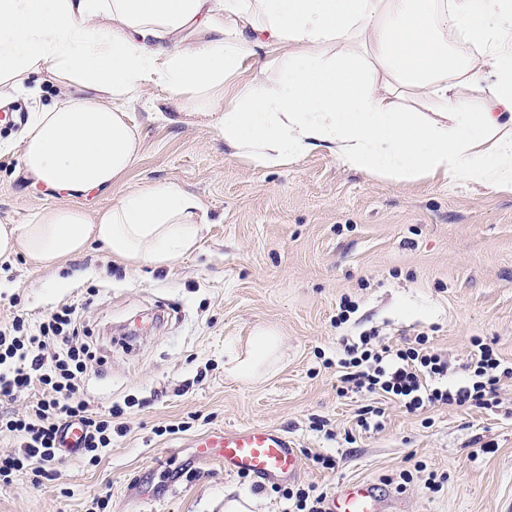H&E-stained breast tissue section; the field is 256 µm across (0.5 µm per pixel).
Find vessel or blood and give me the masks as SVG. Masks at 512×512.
<instances>
[{
    "label": "vessel or blood",
    "instance_id": "obj_1",
    "mask_svg": "<svg viewBox=\"0 0 512 512\" xmlns=\"http://www.w3.org/2000/svg\"><path fill=\"white\" fill-rule=\"evenodd\" d=\"M202 460H216L227 474H245L258 483L293 478L300 459L293 440L283 430L253 426L236 430H215L197 442ZM399 501L381 484L351 481L328 503V512H398Z\"/></svg>",
    "mask_w": 512,
    "mask_h": 512
}]
</instances>
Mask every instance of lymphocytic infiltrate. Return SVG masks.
Instances as JSON below:
<instances>
[{"instance_id":"1","label":"lymphocytic infiltrate","mask_w":512,"mask_h":512,"mask_svg":"<svg viewBox=\"0 0 512 512\" xmlns=\"http://www.w3.org/2000/svg\"><path fill=\"white\" fill-rule=\"evenodd\" d=\"M473 376L464 383H449L448 361L424 345L392 348L375 346L370 336L345 343L337 362L338 394L348 392L383 396L407 411L436 405L486 408L497 404L506 382H512V364L501 360L481 339L471 341ZM94 355L80 333L75 305L54 307L38 329L15 316L10 327L0 328V401L28 398L22 415L0 419V432L21 437V453L0 454V477L37 465L53 470L61 460L60 431L72 420L84 430L82 455L97 458L99 449L112 443V422L133 406V399L105 408L91 405L80 382Z\"/></svg>"}]
</instances>
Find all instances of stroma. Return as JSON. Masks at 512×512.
I'll use <instances>...</instances> for the list:
<instances>
[{"label":"stroma","mask_w":512,"mask_h":512,"mask_svg":"<svg viewBox=\"0 0 512 512\" xmlns=\"http://www.w3.org/2000/svg\"><path fill=\"white\" fill-rule=\"evenodd\" d=\"M32 84L31 94H0L29 113L93 94L45 74ZM125 110L139 130L137 164L116 187L73 199L35 184L21 162L23 129L0 128V225L66 201L92 214L147 183L178 184L207 212L195 248L162 268L97 244L52 269L20 252L0 261V325L20 315L35 327L57 303L82 304L96 354L87 397L136 401L96 463L76 455L51 475L28 468L0 481V512H101L103 497L102 512H224L229 490L252 497V512H285L256 479L198 458L206 432L255 425L296 444L293 485L333 493L405 469L413 480L396 495L406 512H512V382L490 410L386 403L384 429L367 432L357 415L374 396L338 395L328 365L343 339L370 329L393 347L425 334L453 382L471 374L473 338L512 362V192L452 190L441 178L394 185L322 149L258 169L155 85ZM260 327L279 331V360L240 381L233 357ZM320 454L334 455L335 469L317 465ZM433 471L446 477L437 492L427 487Z\"/></svg>","instance_id":"stroma-1"}]
</instances>
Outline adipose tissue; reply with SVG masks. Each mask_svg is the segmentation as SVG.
Masks as SVG:
<instances>
[{"label":"adipose tissue","mask_w":512,"mask_h":512,"mask_svg":"<svg viewBox=\"0 0 512 512\" xmlns=\"http://www.w3.org/2000/svg\"><path fill=\"white\" fill-rule=\"evenodd\" d=\"M461 41L475 54L458 55ZM40 73L99 94L32 113L25 130V172L71 197L135 165L124 107L149 85L256 168L324 149L398 185L440 176L512 191V0H0V85ZM480 83L486 94H463ZM205 222L194 194L147 185L92 214L52 205L1 224L0 258L50 268L98 243L158 268L189 253ZM280 344L256 330L233 374L252 381Z\"/></svg>","instance_id":"obj_1"}]
</instances>
